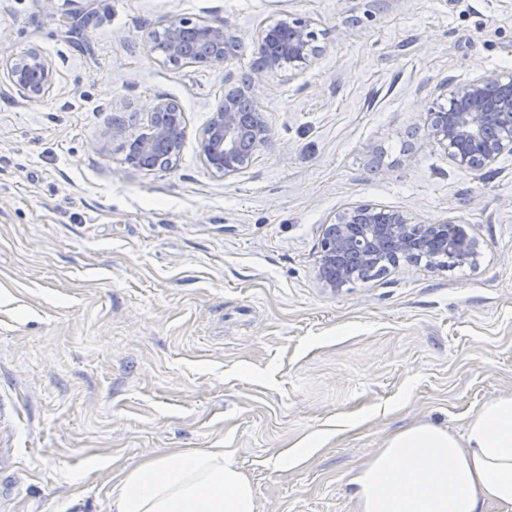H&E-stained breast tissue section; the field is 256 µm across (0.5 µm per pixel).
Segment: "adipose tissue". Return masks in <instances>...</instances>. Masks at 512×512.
I'll use <instances>...</instances> for the list:
<instances>
[{
	"label": "adipose tissue",
	"mask_w": 512,
	"mask_h": 512,
	"mask_svg": "<svg viewBox=\"0 0 512 512\" xmlns=\"http://www.w3.org/2000/svg\"><path fill=\"white\" fill-rule=\"evenodd\" d=\"M356 512H512V394L484 403L462 433L416 422L357 470ZM112 512H256L251 481L220 448L171 451L127 472Z\"/></svg>",
	"instance_id": "adipose-tissue-1"
}]
</instances>
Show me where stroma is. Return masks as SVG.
<instances>
[{"mask_svg":"<svg viewBox=\"0 0 512 512\" xmlns=\"http://www.w3.org/2000/svg\"><path fill=\"white\" fill-rule=\"evenodd\" d=\"M175 17L323 32L260 87L271 135L239 175L198 133L252 50L167 65L151 35ZM31 47L58 81L29 102L0 75V512H111L126 472L204 448L256 512H356L388 435L462 432L512 393V155L464 170L423 131L441 84L512 73V0H0V58ZM160 99L180 158L134 167L112 129ZM356 203L462 220L479 262L323 288L321 228Z\"/></svg>","mask_w":512,"mask_h":512,"instance_id":"obj_1","label":"stroma"}]
</instances>
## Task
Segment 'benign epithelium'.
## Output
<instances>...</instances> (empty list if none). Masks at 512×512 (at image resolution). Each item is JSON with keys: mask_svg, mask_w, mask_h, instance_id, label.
<instances>
[{"mask_svg": "<svg viewBox=\"0 0 512 512\" xmlns=\"http://www.w3.org/2000/svg\"><path fill=\"white\" fill-rule=\"evenodd\" d=\"M166 61L222 64L244 47L241 35L227 25L177 17L162 31ZM256 61L252 76L235 98H224L199 135L200 155L212 173H241L253 153L270 136L256 93L270 78L296 76L321 52L314 22L295 18L260 29L251 39ZM0 74L26 99L38 102L55 87L56 72L36 48L0 60ZM439 102L426 112L427 139L462 168L480 171L501 156L512 155V75L496 74L460 84H448ZM186 137L180 107L159 101L150 108L147 125L128 137L125 146L138 149L137 164L168 170L174 166ZM479 239L458 221L423 224L402 210L370 204L351 205L324 225L317 260L321 285L337 291L353 282V268L383 261L415 264L425 257L434 268L474 265Z\"/></svg>", "mask_w": 512, "mask_h": 512, "instance_id": "7a95c632", "label": "benign epithelium"}]
</instances>
